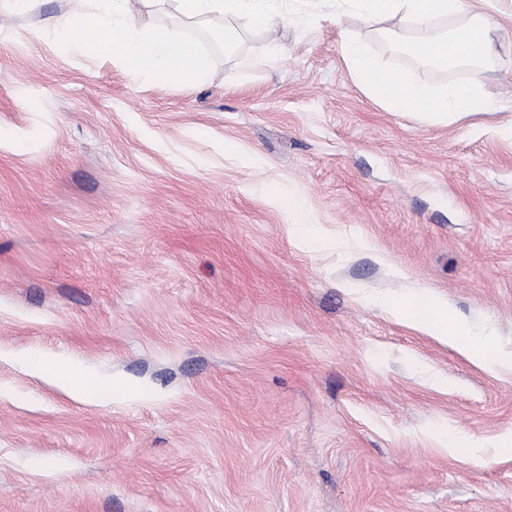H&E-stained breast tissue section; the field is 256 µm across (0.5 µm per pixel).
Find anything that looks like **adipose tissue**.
I'll return each mask as SVG.
<instances>
[{"mask_svg":"<svg viewBox=\"0 0 512 512\" xmlns=\"http://www.w3.org/2000/svg\"><path fill=\"white\" fill-rule=\"evenodd\" d=\"M276 0H90L74 7L63 21L43 20L36 37L76 48L85 57L118 58L133 79L175 82L205 79L211 56L178 30L157 23L171 14L186 26H218L225 54H233L240 34L238 20L257 29H271ZM388 25L391 34L410 28L411 39L399 44L415 61L432 67L479 68L492 62L493 35L498 21L487 12H469L465 0H336L333 16L344 26L350 13ZM453 27H445V20ZM343 58L352 74L391 112H415L424 121L445 124L470 112H495L499 102L493 89L481 83L435 88L402 71L379 66L367 43L344 35ZM389 311L406 324L443 345L456 347L471 365L512 371V352L493 350L488 334L471 332L456 320L447 304L434 301L432 315L420 319L407 301L385 298ZM52 378L67 394L82 400L108 403L112 381L90 375L80 364L60 360Z\"/></svg>","mask_w":512,"mask_h":512,"instance_id":"1","label":"adipose tissue"}]
</instances>
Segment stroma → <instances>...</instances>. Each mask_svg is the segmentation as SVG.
I'll return each instance as SVG.
<instances>
[{"label": "stroma", "instance_id": "1", "mask_svg": "<svg viewBox=\"0 0 512 512\" xmlns=\"http://www.w3.org/2000/svg\"><path fill=\"white\" fill-rule=\"evenodd\" d=\"M492 5L486 68H425L330 0H278L274 32L170 84L33 37L67 0L0 2V512H512V371L377 302L441 300L512 351V0ZM346 33L501 109L388 111ZM56 359L111 403L64 393ZM51 376L56 385L75 398L100 403L112 401L111 379L92 376L71 360L57 361Z\"/></svg>", "mask_w": 512, "mask_h": 512}]
</instances>
